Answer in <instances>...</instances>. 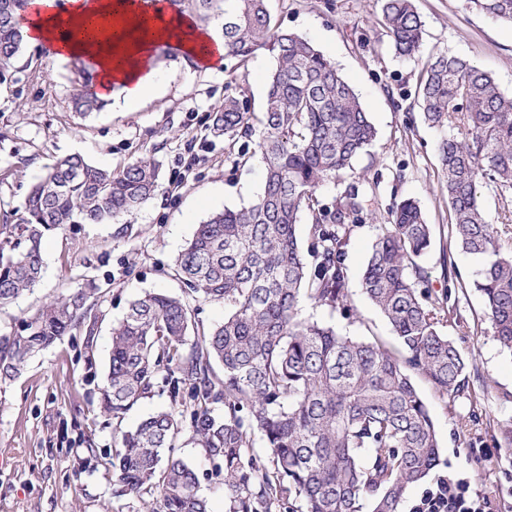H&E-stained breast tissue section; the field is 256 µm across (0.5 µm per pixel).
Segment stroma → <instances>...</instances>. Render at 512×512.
<instances>
[{"label":"stroma","instance_id":"1","mask_svg":"<svg viewBox=\"0 0 512 512\" xmlns=\"http://www.w3.org/2000/svg\"><path fill=\"white\" fill-rule=\"evenodd\" d=\"M424 23L422 54L395 55L382 24L381 0H268L274 23L307 37L333 61L360 97L377 129L366 153L353 163L363 178L367 208L376 222L357 225L345 263L351 277V315L302 302L300 318L336 327L347 336L398 343L391 327L360 288L367 256L395 201L415 200L432 226V247L422 259L432 294L450 292L442 330L469 364L468 386L439 397L422 376L414 383L430 408L440 446L436 472L453 471L489 497L493 512H512V451L500 429L512 421V353L492 335L473 282L479 262L450 249L451 218L441 191L437 128L421 117L415 90L425 56L448 49L489 73L512 95V24L470 7L467 0H416ZM275 61L265 51L247 64L240 85L249 111L261 114L267 78ZM234 61L212 70L184 59H160L163 85L136 111L112 106L89 116L71 107L75 89L69 60L25 44L0 83V217L16 220L30 186L59 158L79 154L112 169L147 157L161 166L154 196L108 224H74L48 233L42 244L43 276L33 291L0 308V336L21 330V320L44 303L88 286L97 290L98 332L93 348L83 336L64 338L31 358L12 379L0 380V512H143L140 500L118 495L111 469L82 466L90 449L112 447L150 414L174 409L168 391L155 388L120 416L101 407L111 346V327L129 302L149 291L182 295L172 268L198 224L224 207L255 201L263 189L258 137L248 141L247 165L232 166L227 144L212 133V118L224 102ZM200 148L181 189L173 170L191 145ZM488 223L498 225L501 244L512 250V189L480 190ZM451 253L460 279L446 287L441 264ZM177 453L198 472L199 493L210 512H228L224 487L189 432L176 440Z\"/></svg>","mask_w":512,"mask_h":512}]
</instances>
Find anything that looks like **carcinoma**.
Listing matches in <instances>:
<instances>
[{
  "label": "carcinoma",
  "instance_id": "carcinoma-1",
  "mask_svg": "<svg viewBox=\"0 0 512 512\" xmlns=\"http://www.w3.org/2000/svg\"><path fill=\"white\" fill-rule=\"evenodd\" d=\"M394 53L421 52L423 22L414 0H382ZM486 15L512 23V0H470ZM180 15L212 27L225 57L246 65L257 51L273 54L260 148L264 187L247 207L224 208L198 225L175 262L176 275L199 297L230 307L224 320L198 333L186 301L163 293L133 300L112 325L103 409L117 415L151 392L158 377L175 402L104 452L119 491L145 512H208L193 466L174 453L183 426L222 478L229 512H397L408 487L424 480L440 450L428 405L410 375H424L440 396L464 391L468 362L444 334L441 312L419 259L431 247V225L408 198L372 245L360 280L367 299L392 326L401 351L380 341L339 334L298 318L308 300L348 311L344 262L354 224L365 219V188L347 183L331 204L316 196L373 141L376 129L358 95L304 36L272 23L266 0H172ZM30 0H0V76L22 52L20 18ZM93 67L74 60L73 105L82 116L105 105L83 89ZM232 76L212 130L229 147L253 133ZM422 118L443 131L437 152L454 244L480 260L473 286L481 293L494 337L512 352V250L484 218L482 185L512 189V96L485 71L450 51L428 58L416 89ZM159 165L138 158L117 171L74 154L57 160L32 186L24 214L0 224V306L31 290L42 276L46 233L78 217L112 221L153 195ZM308 213L307 246L296 224ZM94 288H80L25 319V333L0 336V379L15 376L36 353L74 330L91 349L97 317ZM201 338L190 340V336ZM223 367V375L213 364ZM220 404L224 417L212 415ZM260 434L268 454L254 451Z\"/></svg>",
  "mask_w": 512,
  "mask_h": 512
}]
</instances>
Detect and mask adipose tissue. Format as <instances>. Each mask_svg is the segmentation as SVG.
Returning <instances> with one entry per match:
<instances>
[{
	"label": "adipose tissue",
	"mask_w": 512,
	"mask_h": 512,
	"mask_svg": "<svg viewBox=\"0 0 512 512\" xmlns=\"http://www.w3.org/2000/svg\"><path fill=\"white\" fill-rule=\"evenodd\" d=\"M46 11L27 40L34 45L52 44L58 58L82 57L99 70L101 85H114L104 100L121 94L128 111H135L159 84L152 66L155 47L175 43L195 64L210 69L224 62V42L212 30L198 28L186 16L167 14L160 0H128L123 13H116L112 0H39ZM91 27L85 40L73 42L66 32L73 27Z\"/></svg>",
	"instance_id": "adipose-tissue-1"
}]
</instances>
